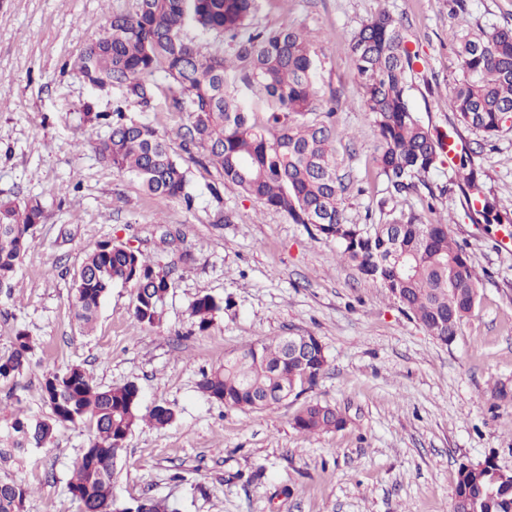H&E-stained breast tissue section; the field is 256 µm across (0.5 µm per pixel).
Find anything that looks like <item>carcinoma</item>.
<instances>
[{"label":"carcinoma","instance_id":"cac0c4a2","mask_svg":"<svg viewBox=\"0 0 512 512\" xmlns=\"http://www.w3.org/2000/svg\"><path fill=\"white\" fill-rule=\"evenodd\" d=\"M259 7L260 0H133L128 11L112 15L108 31L80 53L74 66L88 84L100 86L106 78L145 107L160 90L156 74H164L173 108L189 113L183 141L208 152L224 184L336 242L341 258L364 279L385 288L434 339L452 343L479 300V277L469 255L451 236L445 216L425 222L412 211L391 210L378 224L347 222L334 147L336 103L317 99L316 52L293 24L254 27ZM189 28L229 41L232 54L204 50L187 35ZM453 42L462 78L452 88L448 107L488 140L512 114V27L477 33L462 25L453 32ZM351 51L365 112L380 138V173L392 192L413 191L447 162L448 153L444 136L426 128L409 104L413 55L406 37L390 15L381 14L354 35ZM239 82L265 100L262 120L246 111ZM84 120L108 128L98 152L117 173L151 195L191 204L187 171L154 127L126 119L119 106L110 115L88 112ZM465 183L468 206L483 223L512 224V212L486 196L474 173L466 175ZM42 217L36 199L22 207L0 202V291L9 287L32 248L30 229ZM116 285L133 287L139 324L161 321L172 286L170 268L138 248L110 240L87 254L74 277L70 305L75 317L91 324ZM230 306L203 295L189 309L198 330L205 332L214 315ZM307 339L312 351L304 363L287 358L284 337L277 336L225 358L223 367L202 375L199 389L228 408H274L288 394L313 388L325 370V346L310 333ZM31 349L27 332L16 331L14 350L0 358V380L21 374ZM41 392L49 416L14 417L0 434V462H19L30 449L46 446L59 424L88 420L95 438L75 468L69 492L80 512H126L112 496L125 442L141 424L167 427L174 410L156 405L143 413L136 384L100 388L77 366L46 374ZM293 423L315 433L340 429L346 419L334 407L309 401ZM27 494L18 483L0 481V512H22ZM453 504L463 512H512V475L489 460L462 463Z\"/></svg>","mask_w":512,"mask_h":512}]
</instances>
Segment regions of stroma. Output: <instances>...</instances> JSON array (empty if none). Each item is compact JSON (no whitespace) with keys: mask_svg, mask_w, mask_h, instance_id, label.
<instances>
[{"mask_svg":"<svg viewBox=\"0 0 512 512\" xmlns=\"http://www.w3.org/2000/svg\"><path fill=\"white\" fill-rule=\"evenodd\" d=\"M264 0L254 23L303 27L318 51V99H336V161L349 185V223H378L385 211L423 220L446 215L479 276V302L455 341H435L380 285L341 260L335 242L223 186L203 149L184 148L187 113L167 94L153 108L123 101L120 87H89L73 67L133 0H0V201L38 199L44 219L33 247L0 297V356L16 330L33 341L23 373L0 380V429L16 414L47 417L44 375L81 366L100 387L137 384L143 408L176 417L129 436L113 483L123 504L161 500L176 512H451L458 467L494 460L512 471V252L500 246L512 224L473 220L453 168L431 171L413 192L390 193L376 158L379 138L365 114L351 53L354 34L386 13L400 21L417 59L409 101L426 127L473 148L484 193L512 210V118L491 142L448 108L462 75L452 33L512 25V0ZM123 102L132 120L165 135L188 171L192 205L146 194L96 152L106 127L85 109ZM434 209H427V201ZM227 221L215 223L217 211ZM173 238L162 242L164 231ZM139 247L174 267L160 324L137 323L131 287L115 286L91 328L75 318L74 273L103 241ZM231 299L198 331L190 303ZM318 336L328 365L316 386L267 410L224 408L199 388L202 373L248 344L272 336ZM509 396H498L499 388ZM347 418L340 430L295 429L304 402ZM94 438L90 422L58 426L51 443L23 462L0 463V480L28 490L24 512H78L68 483Z\"/></svg>","mask_w":512,"mask_h":512,"instance_id":"35a3bbf8","label":"stroma"}]
</instances>
